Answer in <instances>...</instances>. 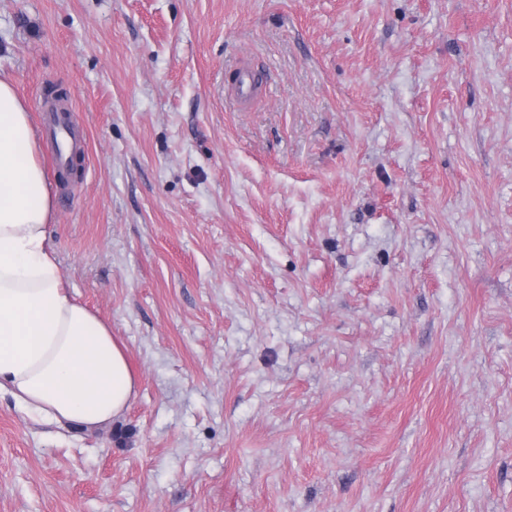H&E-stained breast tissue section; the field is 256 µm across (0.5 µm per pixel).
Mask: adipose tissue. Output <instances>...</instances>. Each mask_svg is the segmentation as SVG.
<instances>
[{
    "label": "adipose tissue",
    "mask_w": 512,
    "mask_h": 512,
    "mask_svg": "<svg viewBox=\"0 0 512 512\" xmlns=\"http://www.w3.org/2000/svg\"><path fill=\"white\" fill-rule=\"evenodd\" d=\"M39 154L29 112L0 76V393L34 419L93 431L124 413L137 378L111 325L66 286Z\"/></svg>",
    "instance_id": "1"
}]
</instances>
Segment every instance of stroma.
Wrapping results in <instances>:
<instances>
[{
  "instance_id": "35a3bbf8",
  "label": "stroma",
  "mask_w": 512,
  "mask_h": 512,
  "mask_svg": "<svg viewBox=\"0 0 512 512\" xmlns=\"http://www.w3.org/2000/svg\"><path fill=\"white\" fill-rule=\"evenodd\" d=\"M0 74L138 378L1 393L0 512H512V0H0ZM47 130L56 142V162L59 164L66 163L76 149L75 135L68 125L56 117L48 118Z\"/></svg>"
}]
</instances>
